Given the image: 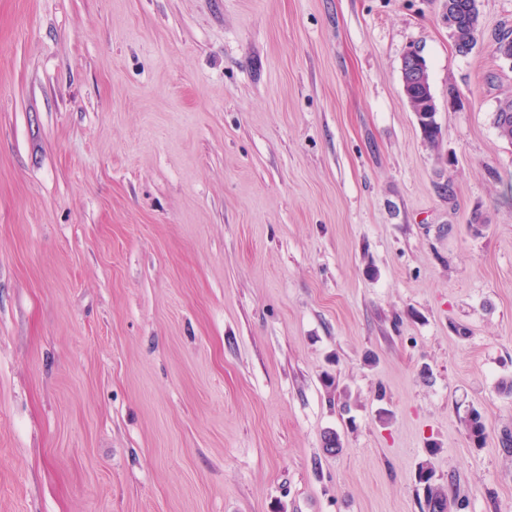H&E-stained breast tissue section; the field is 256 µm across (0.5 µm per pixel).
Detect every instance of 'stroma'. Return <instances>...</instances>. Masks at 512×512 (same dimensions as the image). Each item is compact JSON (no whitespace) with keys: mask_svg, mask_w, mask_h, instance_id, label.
<instances>
[{"mask_svg":"<svg viewBox=\"0 0 512 512\" xmlns=\"http://www.w3.org/2000/svg\"><path fill=\"white\" fill-rule=\"evenodd\" d=\"M479 8L462 55L442 0H0V512H422L424 463L512 512ZM423 63L421 61V56L416 50L408 51L401 59L400 64V75L403 86V92L406 99L409 101L411 105L412 112L416 115V108L422 106L425 101L417 104L415 107V103L413 100L414 87L416 84V79L421 75L423 70Z\"/></svg>","mask_w":512,"mask_h":512,"instance_id":"stroma-1","label":"stroma"}]
</instances>
